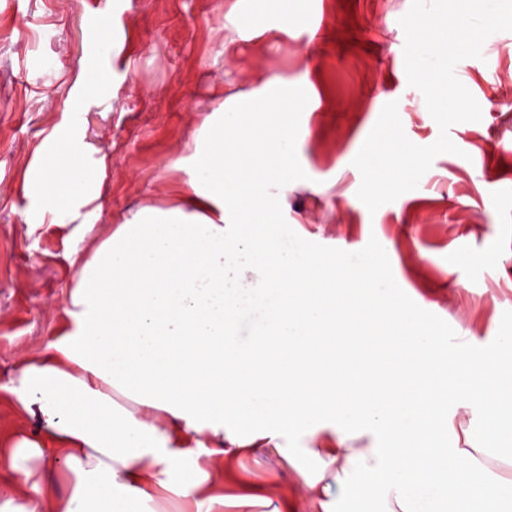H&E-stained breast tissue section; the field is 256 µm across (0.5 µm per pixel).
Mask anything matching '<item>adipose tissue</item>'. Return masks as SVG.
Returning <instances> with one entry per match:
<instances>
[{"label": "adipose tissue", "instance_id": "ef3b65f1", "mask_svg": "<svg viewBox=\"0 0 512 512\" xmlns=\"http://www.w3.org/2000/svg\"><path fill=\"white\" fill-rule=\"evenodd\" d=\"M292 26L288 0H231L224 56ZM317 96L312 81L292 91L278 74L229 85L223 125L204 121L193 142L173 219L137 211L80 260L64 327L8 389L43 423L9 443L13 465L60 459L69 473L65 497L38 489L22 512L50 498L55 512H155L163 492L196 512H250L252 488L225 492L199 464L247 449L323 465L297 468L295 493L271 512H336L347 497L384 498V512L512 501V479L482 449L438 445L447 413L465 410L495 436L496 456L512 457L498 439L512 416V333L449 346L379 263L254 236L295 172L288 148L302 130L290 115ZM267 112L281 122L262 123ZM82 164L77 148L43 151L35 189L51 223L68 204L59 175ZM355 426L373 447H353Z\"/></svg>", "mask_w": 512, "mask_h": 512}]
</instances>
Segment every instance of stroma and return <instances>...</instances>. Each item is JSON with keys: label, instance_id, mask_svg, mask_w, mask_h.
Wrapping results in <instances>:
<instances>
[{"label": "stroma", "instance_id": "35a3bbf8", "mask_svg": "<svg viewBox=\"0 0 512 512\" xmlns=\"http://www.w3.org/2000/svg\"><path fill=\"white\" fill-rule=\"evenodd\" d=\"M410 5L354 0L349 14L341 0H290L289 13L313 16L317 38L301 24L273 48L249 43L228 61L224 0H110L104 9L98 0H0L1 440L32 439L40 428L7 389L64 322L74 250L90 254L139 209L177 206L203 106L223 98L225 81L246 84L263 70L292 82L310 78L320 106L296 115L306 130L294 150L297 174L257 235L269 242L289 232L332 259L376 252L448 338L488 345L512 329V110L500 104L512 94V54H498L488 41L483 59L457 65L482 111L481 121L451 127L460 155L437 156L415 190L375 215L350 205L361 183L348 163L358 134L371 131L386 103L415 94L399 23ZM101 14L112 29L109 73L101 92L66 109L77 77L94 68L90 33ZM63 137L82 147L85 166L104 167L98 181L75 190L92 226L86 234L72 222L39 223L38 198L22 190L43 150ZM233 465L267 499L255 512H269V502L294 486L293 471L275 456L245 452Z\"/></svg>", "mask_w": 512, "mask_h": 512}]
</instances>
